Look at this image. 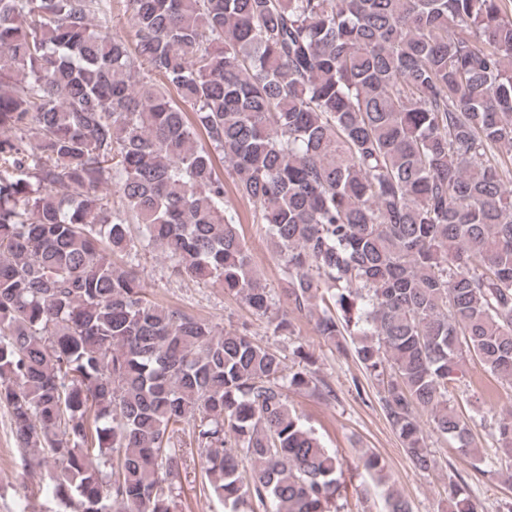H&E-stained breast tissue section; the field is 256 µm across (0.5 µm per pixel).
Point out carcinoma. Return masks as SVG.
<instances>
[{"instance_id":"carcinoma-1","label":"carcinoma","mask_w":512,"mask_h":512,"mask_svg":"<svg viewBox=\"0 0 512 512\" xmlns=\"http://www.w3.org/2000/svg\"><path fill=\"white\" fill-rule=\"evenodd\" d=\"M124 3L125 38L112 0H0V404L63 512H174L195 458L234 510L341 512L344 462L288 406L333 396L314 355L288 370L115 267L139 245L292 332L226 176L289 312L382 381L412 466L434 467L421 410L512 482V418L488 455L450 404L469 356L512 387V0ZM224 180L228 198L233 201L235 209L239 214L241 232L245 236L249 245L253 263L263 273L267 283L271 288H274V291L278 296V288L280 287L282 277L281 266L267 248L265 236L259 230L260 225L253 224L255 208L253 204L246 200H241L236 196L235 189L230 178L226 176L224 177Z\"/></svg>"}]
</instances>
